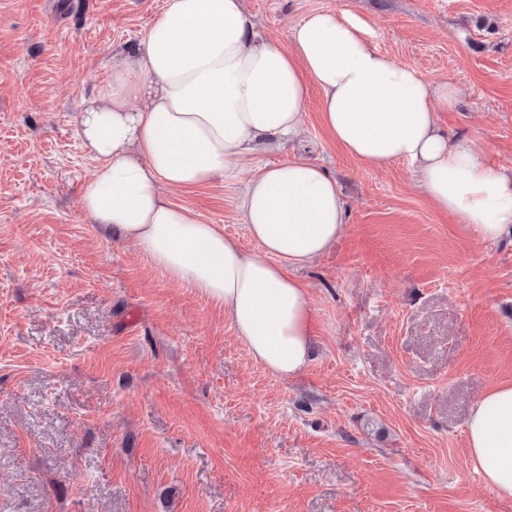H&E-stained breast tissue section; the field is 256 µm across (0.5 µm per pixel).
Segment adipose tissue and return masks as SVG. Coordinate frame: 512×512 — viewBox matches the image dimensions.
Masks as SVG:
<instances>
[{
	"mask_svg": "<svg viewBox=\"0 0 512 512\" xmlns=\"http://www.w3.org/2000/svg\"><path fill=\"white\" fill-rule=\"evenodd\" d=\"M293 50L259 38L242 0H166L143 49L113 66L80 120L98 165L80 193L85 215L117 231L172 279L222 303L257 362L282 377L308 366L318 324L291 269L321 256L345 230L337 183L293 159L242 176L237 159L296 135L309 84L348 154L370 166L414 164L422 191L485 240L512 226V172L490 167L476 140L444 137L437 115L459 97L361 36L348 16L315 13ZM139 109H131L133 101ZM242 178L244 250L166 190ZM485 484L512 498V384L490 389L466 424Z\"/></svg>",
	"mask_w": 512,
	"mask_h": 512,
	"instance_id": "obj_1",
	"label": "adipose tissue"
}]
</instances>
